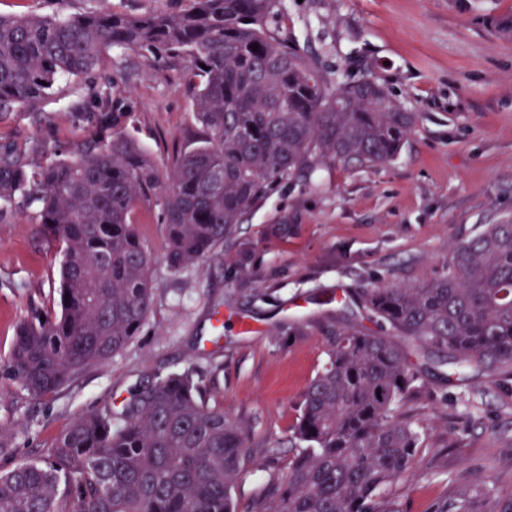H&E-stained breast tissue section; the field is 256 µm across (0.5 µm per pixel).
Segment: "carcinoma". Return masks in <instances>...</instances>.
<instances>
[{
  "instance_id": "carcinoma-1",
  "label": "carcinoma",
  "mask_w": 512,
  "mask_h": 512,
  "mask_svg": "<svg viewBox=\"0 0 512 512\" xmlns=\"http://www.w3.org/2000/svg\"><path fill=\"white\" fill-rule=\"evenodd\" d=\"M173 11L111 10L0 17V112L32 109L58 80L95 70L113 48L179 58L197 131L160 170L129 134L90 135L30 172L0 151V201L39 205L60 244L56 308L17 327L0 378L44 399L103 365L139 334L154 304L151 256L135 231L159 207L168 265L224 245L253 204L300 171L396 158L419 114L380 84L331 76L280 27L285 0H181ZM258 49H253V46ZM378 336L338 327L307 387L285 480L243 508L235 482L246 435L191 369L158 376L72 420L40 456L17 460L0 436V512H399L390 490L410 480L422 447L400 412L421 391L415 355L457 371L512 376V223L457 241L448 273L419 287L359 289ZM432 512H512L492 483L457 486Z\"/></svg>"
}]
</instances>
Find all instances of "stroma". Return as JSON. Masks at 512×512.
Segmentation results:
<instances>
[{"mask_svg":"<svg viewBox=\"0 0 512 512\" xmlns=\"http://www.w3.org/2000/svg\"><path fill=\"white\" fill-rule=\"evenodd\" d=\"M175 0H0V15L58 16L113 9L170 10ZM282 20L325 72L365 75L419 113L399 156L373 167L326 164L298 174L250 211L204 263L166 260L155 205L136 211L151 257L153 310L138 336L107 364L85 370L54 396L0 391V432L22 458L39 455L76 416L120 406L131 388L184 369L212 389L247 433L242 502L284 480L288 437L309 382L327 362L328 332L367 325L355 291L420 286L447 271L454 240L512 221V0H287ZM114 49L87 77L60 81L38 111L0 117V147L26 149L29 170L74 151L90 133L126 132L156 162L197 129L179 77ZM110 123L91 127L102 96ZM61 254L38 207L5 206L0 218V359L18 324L53 307ZM422 427L415 476L397 493L400 512H429L450 484L480 478L512 491V382L422 362Z\"/></svg>","mask_w":512,"mask_h":512,"instance_id":"stroma-1","label":"stroma"}]
</instances>
